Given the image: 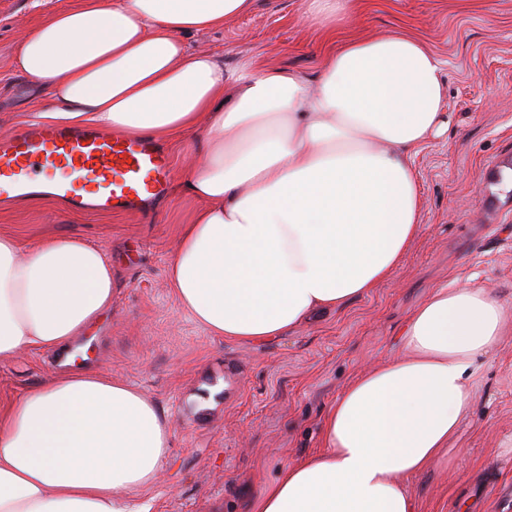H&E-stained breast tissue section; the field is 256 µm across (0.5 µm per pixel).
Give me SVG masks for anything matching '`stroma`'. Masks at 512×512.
Wrapping results in <instances>:
<instances>
[{
    "instance_id": "35a3bbf8",
    "label": "stroma",
    "mask_w": 512,
    "mask_h": 512,
    "mask_svg": "<svg viewBox=\"0 0 512 512\" xmlns=\"http://www.w3.org/2000/svg\"><path fill=\"white\" fill-rule=\"evenodd\" d=\"M76 0H0V136L54 111L46 90L12 68L20 36ZM305 0H254L224 27L185 35L232 70L316 77L329 46L355 36L422 39L447 67L448 130L413 158L425 208L394 273L340 310L285 335L244 342L210 335L179 306L166 270L198 201L178 189L198 136L164 142L167 192L130 213L76 212L44 198L0 204V233L30 245L70 235L113 262L111 313L82 337L76 367L141 389L172 424L160 481L139 491L151 512H251L281 466L321 449L328 405L367 367L401 352L413 310L441 286L491 289L512 307V0H357L359 20L326 30L301 20ZM54 355L0 361V406L55 373ZM475 400L441 460L407 480L417 512H512V320L499 346L476 362Z\"/></svg>"
}]
</instances>
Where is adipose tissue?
<instances>
[{
  "instance_id": "obj_1",
  "label": "adipose tissue",
  "mask_w": 512,
  "mask_h": 512,
  "mask_svg": "<svg viewBox=\"0 0 512 512\" xmlns=\"http://www.w3.org/2000/svg\"><path fill=\"white\" fill-rule=\"evenodd\" d=\"M253 0H77L18 41L15 71L61 120L158 140L199 135L182 193L201 206L167 275L210 335L256 342L370 293L418 233L412 164L445 130V63L422 40H346L316 79L233 71L182 40ZM111 260L80 238L29 248L0 234V360L71 356L112 310ZM512 311L481 287H440L412 313L401 356L361 373L327 408L322 449L284 465L252 512H416L405 479L446 450L478 357ZM172 427L135 386L64 368L0 409V512H151Z\"/></svg>"
}]
</instances>
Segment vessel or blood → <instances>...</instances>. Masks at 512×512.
I'll use <instances>...</instances> for the list:
<instances>
[{"instance_id": "b4317fda", "label": "vessel or blood", "mask_w": 512, "mask_h": 512, "mask_svg": "<svg viewBox=\"0 0 512 512\" xmlns=\"http://www.w3.org/2000/svg\"><path fill=\"white\" fill-rule=\"evenodd\" d=\"M170 163L152 141L84 126L40 124L0 140V196L35 195L77 211L132 210L162 195Z\"/></svg>"}]
</instances>
